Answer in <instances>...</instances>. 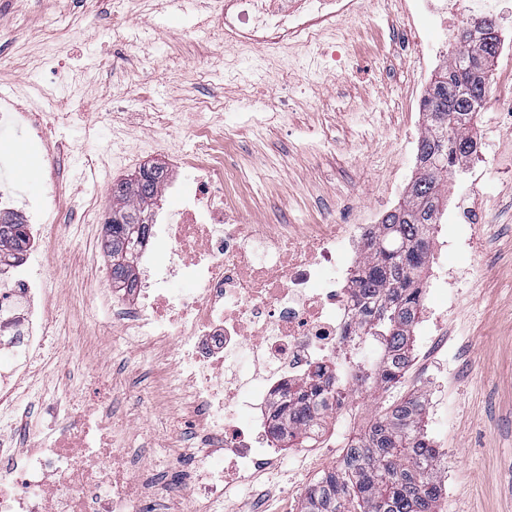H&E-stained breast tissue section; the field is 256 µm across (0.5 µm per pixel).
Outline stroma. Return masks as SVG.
Segmentation results:
<instances>
[{
    "label": "stroma",
    "mask_w": 512,
    "mask_h": 512,
    "mask_svg": "<svg viewBox=\"0 0 512 512\" xmlns=\"http://www.w3.org/2000/svg\"><path fill=\"white\" fill-rule=\"evenodd\" d=\"M128 44L112 41V0H0V90L24 112L47 116L56 148L52 168L70 213L88 201L112 206L114 183L142 167H171L191 153L194 127L224 125L225 164L248 170L250 186L234 184L252 224H354L373 212L385 215L406 194L415 173L411 141L426 124L422 110L406 111L431 30L406 39L399 0H362L360 11L325 34L333 65L316 70L299 62L288 90L287 112L269 118L280 94L276 64L234 44L227 51L236 74L214 64L209 50L214 19L200 0L178 26L164 20L163 0H124ZM498 87L478 113L473 135L489 151L480 180L461 169L449 195L478 193L484 213L471 252L447 257L449 277H461L458 294H427L432 317L427 334L413 337L415 363L385 392H365L349 413L328 419L325 448L281 450L274 470L224 496V512H300L309 486L336 466L344 439L364 429L375 409L413 393L426 394L442 421L424 418V432L443 459L445 489L437 512H512V130L499 116ZM227 100L222 114L198 109L200 100ZM73 116L53 112L54 103ZM175 116L176 129L156 141L147 113ZM13 161L11 179L37 202L53 187L48 168L34 158L26 127L0 131V157ZM34 187L24 188L27 175ZM103 224L89 220L59 228L57 275L44 304L52 321L42 353L26 361L30 390L0 431L12 435L16 458L28 431L52 439L61 427L51 399L71 398L75 411L98 404L112 386V408L131 418L130 448H171L188 465L197 422L180 394L169 392L156 367L163 347L139 352L109 345L118 329L106 300L110 260L96 239Z\"/></svg>",
    "instance_id": "1"
}]
</instances>
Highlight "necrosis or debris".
<instances>
[{"mask_svg":"<svg viewBox=\"0 0 512 512\" xmlns=\"http://www.w3.org/2000/svg\"><path fill=\"white\" fill-rule=\"evenodd\" d=\"M358 8L357 0H214L218 19L212 54L226 42L261 51L293 42L315 64L325 29ZM414 25L436 28L424 61H447L453 45L456 5L449 0H405ZM195 146L181 166L197 184L165 179L159 191L176 205L153 219L150 240L166 260L139 255L148 270L127 289V302L112 313L123 335L147 350L170 345L166 378L185 388L198 422L197 450L188 487L173 494L132 471L134 449L118 447L127 420L111 403L86 410L50 445L32 443L29 454L0 475V512H189L200 498L207 512L224 501V451L246 478L269 467L270 414L274 401L311 379L316 366L336 371L352 387L351 368L372 337L361 335L353 296L363 248L373 224H315L295 232L287 225L244 222L224 192V129L193 130ZM45 263L32 250L0 260V404L11 400L21 349L41 345L48 325L36 317L43 297ZM180 287H172V278Z\"/></svg>","mask_w":512,"mask_h":512,"instance_id":"4bbe7bcc","label":"necrosis or debris"}]
</instances>
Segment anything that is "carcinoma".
Listing matches in <instances>:
<instances>
[{
  "label": "carcinoma",
  "mask_w": 512,
  "mask_h": 512,
  "mask_svg": "<svg viewBox=\"0 0 512 512\" xmlns=\"http://www.w3.org/2000/svg\"><path fill=\"white\" fill-rule=\"evenodd\" d=\"M495 24L479 32L478 49L486 58L497 55ZM467 57L455 55L433 83L423 106L429 123L417 144V173L406 200L388 212L377 234L365 245L364 268L356 296L363 300L360 328L382 343L374 373L356 379L344 397L373 388L388 389L403 376L412 355L417 311L422 295L414 280L428 263L427 239L447 199L448 179L460 160L476 149L468 134L487 91L469 82ZM162 168H144L138 179L112 186V214L105 221V249L112 258V281L133 284L135 257L149 235L148 206L155 198ZM23 224L12 216L0 218V246L15 250L23 243ZM327 392L305 383L277 403L271 434L277 441L317 442L318 410ZM425 413L422 394H412L376 411L365 430L345 444L338 464L310 487L303 512H435L442 494L438 452L421 429Z\"/></svg>",
  "instance_id": "1"
}]
</instances>
